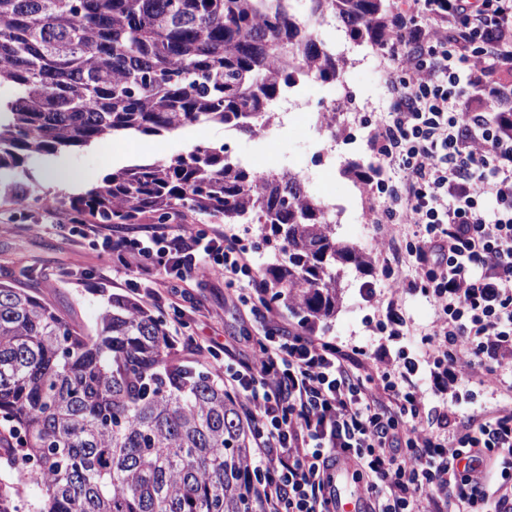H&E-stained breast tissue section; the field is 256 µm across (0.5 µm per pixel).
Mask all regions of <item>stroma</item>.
I'll return each mask as SVG.
<instances>
[{"label":"stroma","instance_id":"obj_1","mask_svg":"<svg viewBox=\"0 0 512 512\" xmlns=\"http://www.w3.org/2000/svg\"><path fill=\"white\" fill-rule=\"evenodd\" d=\"M321 36L326 42L349 48L352 58L343 77L335 83L338 130L335 158L326 157L317 142V133L312 131L297 136L287 132L266 144L246 135L225 139L222 127L204 123L176 136H117L90 147L65 150L54 157L32 158L26 171L0 172V282L10 281L31 290L76 327L93 328L107 296H125L129 290L123 278L113 274L108 256L99 253L89 241L77 244L59 232L58 222L68 219L69 214L54 205L56 193L44 182L48 169L61 164L99 178L136 160L164 161L194 143L220 140L226 141L231 152L251 155L256 164L282 159L306 169L310 174L305 182L307 192L335 202L341 238L361 249L368 260V271L379 270L388 251L389 238H404L411 234L412 228L392 224L382 232L375 225L361 223L368 206V191L344 175L342 169L349 162L366 164L373 160L367 148L368 131L360 119L385 105L386 89L381 72L386 60L382 52L369 47H349L334 21L322 25ZM17 193L31 198L25 210L14 206L13 196ZM182 217L188 224L241 237L258 262H265L271 252L260 233L248 232L245 225L227 224L189 211L183 212ZM73 265L78 271L72 279H57V270ZM366 273H351L330 328L316 327L315 337L336 342L345 349L363 347L374 340L367 321L377 315L379 307L365 302L359 295ZM189 291L204 303L208 314L202 317L186 312L181 335L213 338L231 347L240 357H254L251 317L231 290L225 288L223 278L208 276L203 282L190 285ZM457 360L459 375L466 380V388L473 394L476 405L493 406L500 391L512 383V375L478 365L467 349L459 350Z\"/></svg>","mask_w":512,"mask_h":512}]
</instances>
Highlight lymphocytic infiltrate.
Here are the masks:
<instances>
[{"label": "lymphocytic infiltrate", "instance_id": "lymphocytic-infiltrate-1", "mask_svg": "<svg viewBox=\"0 0 512 512\" xmlns=\"http://www.w3.org/2000/svg\"><path fill=\"white\" fill-rule=\"evenodd\" d=\"M387 103L364 119L380 168L364 175L375 224H409L395 262L365 281L418 293L435 308L429 349L391 352L410 328L388 302L374 349H343L289 330L265 298L261 271L240 240L193 225L147 226L128 235L104 224H61L96 241L114 272L180 324L178 285L216 273L247 307L257 359L216 340L183 337L224 362V391L252 422L249 494L260 512H331L327 462L356 458L373 512H512V406L449 411L457 350L479 365L512 356V0H410L396 11L385 46ZM395 355L397 367L382 363ZM429 382L437 403L425 406Z\"/></svg>", "mask_w": 512, "mask_h": 512}]
</instances>
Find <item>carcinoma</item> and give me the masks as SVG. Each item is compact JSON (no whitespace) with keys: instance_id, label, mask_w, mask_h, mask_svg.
<instances>
[{"instance_id":"obj_1","label":"carcinoma","mask_w":512,"mask_h":512,"mask_svg":"<svg viewBox=\"0 0 512 512\" xmlns=\"http://www.w3.org/2000/svg\"><path fill=\"white\" fill-rule=\"evenodd\" d=\"M0 0V170L114 136L200 123L252 136L303 81L331 83L350 59L320 28L379 50L394 0ZM58 202L80 224L168 222L183 209L258 224L276 242L266 286L312 329L366 266L328 206L291 172L259 179L222 142L112 170ZM144 302L112 296L75 327L26 288L0 282V482L38 490L33 512H258L246 492L250 428L224 379L171 349Z\"/></svg>"}]
</instances>
